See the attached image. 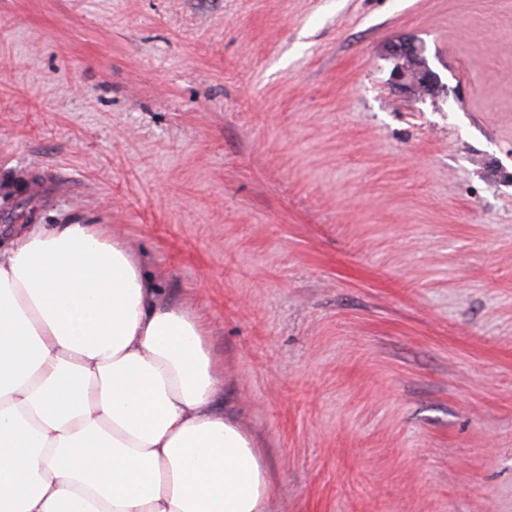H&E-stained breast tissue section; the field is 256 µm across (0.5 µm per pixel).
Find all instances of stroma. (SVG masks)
Segmentation results:
<instances>
[{"label": "stroma", "instance_id": "obj_1", "mask_svg": "<svg viewBox=\"0 0 512 512\" xmlns=\"http://www.w3.org/2000/svg\"><path fill=\"white\" fill-rule=\"evenodd\" d=\"M31 224L201 318L271 512H512V0H0ZM391 54L396 58L409 59L412 67L416 69V76H412L407 65L398 66L393 74L397 86L409 88L422 95H433L440 90L439 78L424 58L422 46L404 39L392 45Z\"/></svg>", "mask_w": 512, "mask_h": 512}]
</instances>
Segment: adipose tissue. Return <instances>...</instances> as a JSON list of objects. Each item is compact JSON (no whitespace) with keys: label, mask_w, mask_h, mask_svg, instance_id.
Instances as JSON below:
<instances>
[{"label":"adipose tissue","mask_w":512,"mask_h":512,"mask_svg":"<svg viewBox=\"0 0 512 512\" xmlns=\"http://www.w3.org/2000/svg\"><path fill=\"white\" fill-rule=\"evenodd\" d=\"M204 324L108 224L0 249V512H269Z\"/></svg>","instance_id":"ef3b65f1"}]
</instances>
